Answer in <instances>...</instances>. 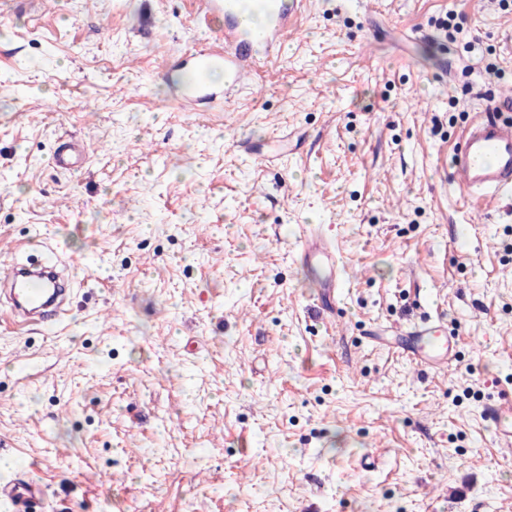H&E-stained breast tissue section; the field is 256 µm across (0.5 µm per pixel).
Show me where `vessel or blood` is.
I'll use <instances>...</instances> for the list:
<instances>
[{"instance_id":"vessel-or-blood-1","label":"vessel or blood","mask_w":512,"mask_h":512,"mask_svg":"<svg viewBox=\"0 0 512 512\" xmlns=\"http://www.w3.org/2000/svg\"><path fill=\"white\" fill-rule=\"evenodd\" d=\"M205 16L224 21V33L208 50L201 51L183 67L187 75L184 98L199 103L218 97L230 98L254 75L259 64L278 58L282 38L305 8V0H264V21L254 31H246L240 0H199ZM219 69L223 83L212 82L208 74ZM84 160L83 144L73 138L61 140L52 162L62 170H72ZM449 179L472 206L512 193V117L499 112H480L471 118L448 161ZM294 262L315 267L320 272L319 291L313 305L315 314L331 319L342 298L344 281L333 242L322 231L304 227L290 248ZM11 297L22 299V311L39 326H54L65 314L66 281L56 265L46 264L41 274L29 276L24 266L13 264L4 277ZM374 342L411 363L426 369L448 366L458 353L456 336L442 317H428L421 323L375 333ZM495 440L512 441V399L505 397L489 415ZM42 489L30 479H14L0 484V507L5 512H41Z\"/></svg>"}]
</instances>
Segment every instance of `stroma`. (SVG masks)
Masks as SVG:
<instances>
[{
  "instance_id": "35a3bbf8",
  "label": "stroma",
  "mask_w": 512,
  "mask_h": 512,
  "mask_svg": "<svg viewBox=\"0 0 512 512\" xmlns=\"http://www.w3.org/2000/svg\"><path fill=\"white\" fill-rule=\"evenodd\" d=\"M222 26L196 0H0V269L37 239L76 272L56 329L0 305V477L49 512H512L488 421L512 196L466 207L447 174L474 113L512 114V0H310L237 104L187 112L167 64ZM303 224L347 269L333 326L288 256ZM425 312L447 369L364 337ZM83 160L84 146L73 138L61 140L59 148L52 157L54 166L62 170H73L79 167Z\"/></svg>"
}]
</instances>
